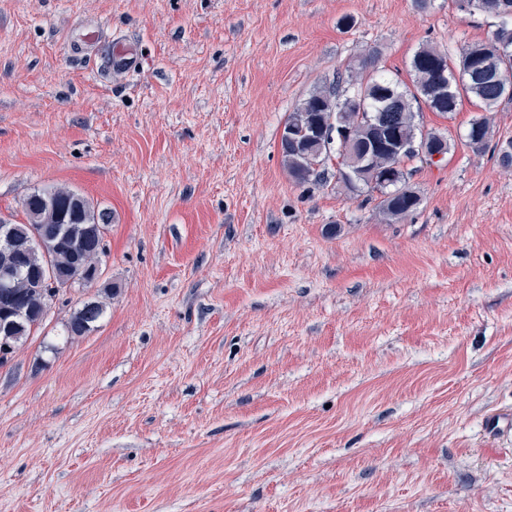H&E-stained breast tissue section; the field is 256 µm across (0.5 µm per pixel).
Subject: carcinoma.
<instances>
[{
    "mask_svg": "<svg viewBox=\"0 0 512 512\" xmlns=\"http://www.w3.org/2000/svg\"><path fill=\"white\" fill-rule=\"evenodd\" d=\"M480 12L500 19L488 41L468 43L451 58L430 44H423L410 60L413 87L403 85L378 67L374 52L356 61L336 77L313 89L292 112L287 123L297 129H309L317 123L327 128L342 127L348 140L358 148L372 143L369 122L380 124L389 135L401 142H437L450 148L447 136L435 131H423L416 123L414 105L424 102L441 115L457 110L461 95L477 100L483 114L474 116L466 133L469 145L476 149L488 147L492 137L487 113L504 101H512V91H506L505 78L512 79V0H475ZM492 62L495 73L486 76L472 74L473 53ZM333 142L325 139L280 140L284 167L298 184L321 182L319 171L330 157ZM418 157L414 151L399 154L381 146L370 149L365 165L359 169L348 165L345 149L336 171L337 182L350 191L376 192L381 195L380 208L390 220L409 216L419 204V195L406 184L402 164ZM27 222L12 224L0 218V230L12 234L22 248L23 264L12 276L9 294L15 326L10 335L13 346L26 342L43 308L50 306L61 285L90 282L100 272V257L105 253L104 237L98 228L109 225L110 215L96 211L82 195L67 188L36 191L25 199ZM73 240L81 241L80 251L71 250ZM104 304L89 300L75 310L65 324L70 338L91 332L104 314Z\"/></svg>",
    "mask_w": 512,
    "mask_h": 512,
    "instance_id": "obj_1",
    "label": "carcinoma"
}]
</instances>
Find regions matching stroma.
<instances>
[{"instance_id":"stroma-1","label":"stroma","mask_w":512,"mask_h":512,"mask_svg":"<svg viewBox=\"0 0 512 512\" xmlns=\"http://www.w3.org/2000/svg\"><path fill=\"white\" fill-rule=\"evenodd\" d=\"M497 24L453 0H0V217L52 185L111 214L98 281L0 365V512H512L488 426L512 415V168L468 144L475 102L420 107L451 148L405 162L403 220L280 154L349 62L408 85L421 44ZM104 304L98 300H89L75 310L65 324V332L70 338L84 336L91 332L104 314Z\"/></svg>"}]
</instances>
